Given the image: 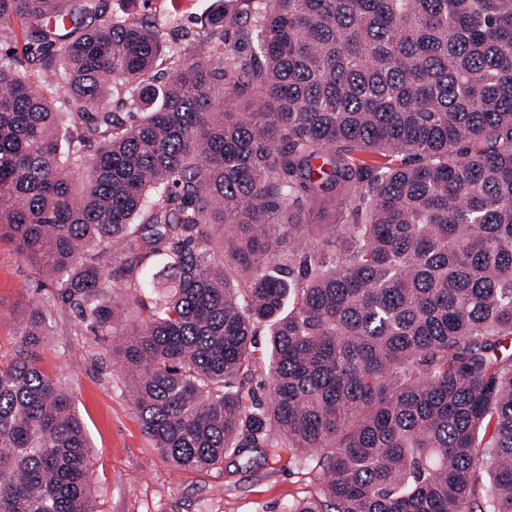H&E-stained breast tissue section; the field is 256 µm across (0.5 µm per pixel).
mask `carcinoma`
<instances>
[{"mask_svg": "<svg viewBox=\"0 0 512 512\" xmlns=\"http://www.w3.org/2000/svg\"><path fill=\"white\" fill-rule=\"evenodd\" d=\"M241 2L201 63L136 0H0V240L54 288L0 362V512H94L59 306L177 467L276 430L325 450L289 512H512V0ZM266 336H258V345L256 357L258 358L257 368L253 373V380L250 382L249 386L254 388L257 392V395L268 398L270 394V380L268 377V371L265 364L266 358Z\"/></svg>", "mask_w": 512, "mask_h": 512, "instance_id": "1", "label": "carcinoma"}]
</instances>
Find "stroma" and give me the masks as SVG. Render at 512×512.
I'll return each instance as SVG.
<instances>
[{
    "label": "stroma",
    "instance_id": "obj_1",
    "mask_svg": "<svg viewBox=\"0 0 512 512\" xmlns=\"http://www.w3.org/2000/svg\"><path fill=\"white\" fill-rule=\"evenodd\" d=\"M240 0H148L139 12L152 20L167 49L208 58L203 37L217 10H241ZM41 273L0 241V356L15 349L23 310L46 291ZM106 340L82 331L67 308L52 313L49 345L38 364L61 381L91 440L95 512H288L294 501L320 497L322 472L272 436L264 460L245 468L224 460L187 470L165 460L141 428L119 366L100 364Z\"/></svg>",
    "mask_w": 512,
    "mask_h": 512
}]
</instances>
